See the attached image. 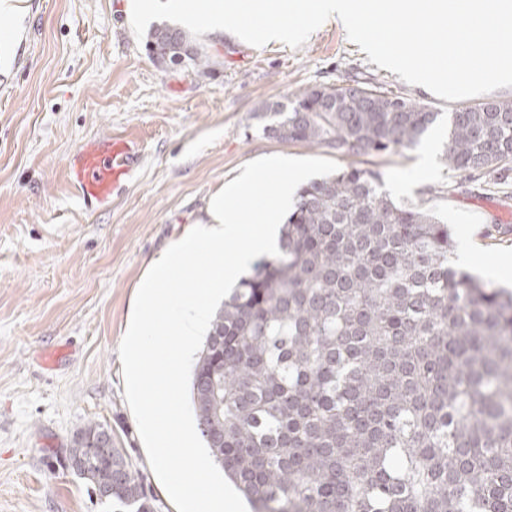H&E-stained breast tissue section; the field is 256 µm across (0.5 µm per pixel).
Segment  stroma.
I'll return each instance as SVG.
<instances>
[{"label": "stroma", "instance_id": "35a3bbf8", "mask_svg": "<svg viewBox=\"0 0 512 512\" xmlns=\"http://www.w3.org/2000/svg\"><path fill=\"white\" fill-rule=\"evenodd\" d=\"M0 8L12 34L0 65V512H103L57 448L87 422L111 426L133 467L154 481L125 400L118 349L150 264L204 215L209 197L246 163L271 155L325 157L380 174L383 188L436 212L455 246L474 242L469 270L498 268L512 285V171L474 178L434 161L436 124L419 146L339 156L263 134L258 109L320 86L376 81L430 109L455 104L378 67L334 22L299 48L198 39L210 57L157 63L121 12L122 0H21ZM107 136L143 152L128 182L103 205H83L67 177L71 157Z\"/></svg>", "mask_w": 512, "mask_h": 512}]
</instances>
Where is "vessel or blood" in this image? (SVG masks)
I'll return each mask as SVG.
<instances>
[{"label": "vessel or blood", "instance_id": "obj_1", "mask_svg": "<svg viewBox=\"0 0 512 512\" xmlns=\"http://www.w3.org/2000/svg\"><path fill=\"white\" fill-rule=\"evenodd\" d=\"M139 160V148L127 138H103L82 147L70 163L84 203L103 202L120 188Z\"/></svg>", "mask_w": 512, "mask_h": 512}]
</instances>
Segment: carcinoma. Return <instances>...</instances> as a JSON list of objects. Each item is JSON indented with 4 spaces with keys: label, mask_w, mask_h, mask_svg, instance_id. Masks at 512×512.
Here are the masks:
<instances>
[{
    "label": "carcinoma",
    "mask_w": 512,
    "mask_h": 512,
    "mask_svg": "<svg viewBox=\"0 0 512 512\" xmlns=\"http://www.w3.org/2000/svg\"><path fill=\"white\" fill-rule=\"evenodd\" d=\"M161 64L209 56L159 26ZM263 132L366 155L416 146L439 113L380 86L260 107ZM450 171L512 163V99L448 115ZM211 322L197 428L253 512H512V293L448 262V225L346 168L298 193L278 242ZM90 421L63 449L106 434ZM69 470L112 512H157L126 449Z\"/></svg>",
    "instance_id": "cac0c4a2"
}]
</instances>
